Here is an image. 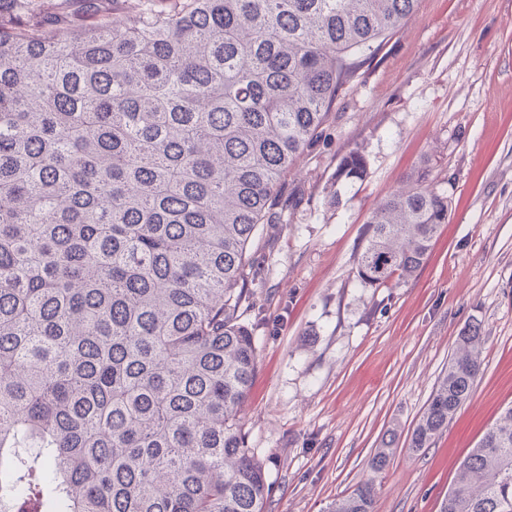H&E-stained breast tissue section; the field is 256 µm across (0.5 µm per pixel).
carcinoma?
<instances>
[{"mask_svg":"<svg viewBox=\"0 0 512 512\" xmlns=\"http://www.w3.org/2000/svg\"><path fill=\"white\" fill-rule=\"evenodd\" d=\"M0 15V512H265L242 424L256 369L239 318L248 247L337 89L417 0H130L138 21ZM343 157L336 179H361ZM448 197L424 177L371 213L356 274L411 279ZM458 337L411 435L470 398ZM372 477L331 512H372ZM441 512H512V407Z\"/></svg>","mask_w":512,"mask_h":512,"instance_id":"1","label":"carcinoma"}]
</instances>
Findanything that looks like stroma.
I'll return each mask as SVG.
<instances>
[{
	"mask_svg": "<svg viewBox=\"0 0 512 512\" xmlns=\"http://www.w3.org/2000/svg\"><path fill=\"white\" fill-rule=\"evenodd\" d=\"M360 151L364 178L340 181ZM449 219L412 279L364 287L366 221L408 177ZM240 312L255 337L247 446L267 512H330L397 432L373 512H440L459 466L512 406V0H418L336 94L249 249ZM484 339L471 397L420 451L415 423L462 330ZM367 174L366 161L357 151L348 153L343 157L336 170L337 180L361 179Z\"/></svg>",
	"mask_w": 512,
	"mask_h": 512,
	"instance_id": "1",
	"label": "stroma"
}]
</instances>
